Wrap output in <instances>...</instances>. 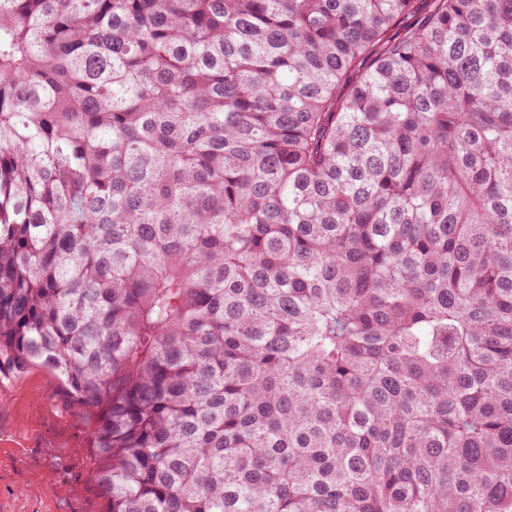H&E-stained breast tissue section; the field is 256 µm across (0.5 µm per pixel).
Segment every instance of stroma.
<instances>
[{
  "label": "stroma",
  "instance_id": "35a3bbf8",
  "mask_svg": "<svg viewBox=\"0 0 512 512\" xmlns=\"http://www.w3.org/2000/svg\"><path fill=\"white\" fill-rule=\"evenodd\" d=\"M92 431L90 413L47 368L0 382V512H105Z\"/></svg>",
  "mask_w": 512,
  "mask_h": 512
}]
</instances>
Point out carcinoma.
<instances>
[{"label":"carcinoma","mask_w":512,"mask_h":512,"mask_svg":"<svg viewBox=\"0 0 512 512\" xmlns=\"http://www.w3.org/2000/svg\"><path fill=\"white\" fill-rule=\"evenodd\" d=\"M0 0V380L106 512H512V0Z\"/></svg>","instance_id":"cac0c4a2"}]
</instances>
